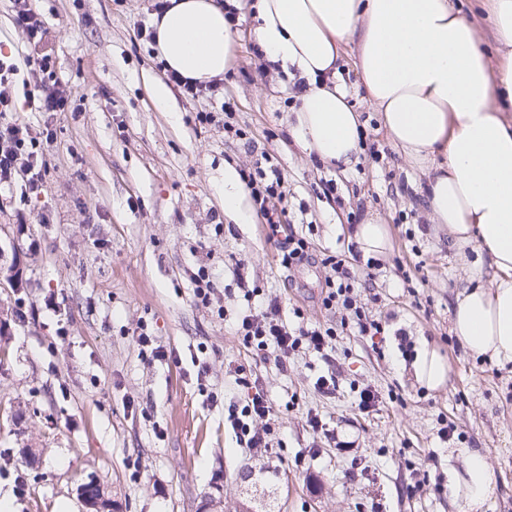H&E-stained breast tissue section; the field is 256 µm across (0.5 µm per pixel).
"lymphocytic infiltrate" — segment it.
Listing matches in <instances>:
<instances>
[{"label":"lymphocytic infiltrate","instance_id":"1","mask_svg":"<svg viewBox=\"0 0 512 512\" xmlns=\"http://www.w3.org/2000/svg\"><path fill=\"white\" fill-rule=\"evenodd\" d=\"M14 24L22 33L32 51V61L44 74H52L54 62L43 49L48 33L45 17L30 0H15ZM19 68L10 56L0 53V185H9L23 179L22 198L31 201L44 192L41 170L49 139L34 137L28 125L13 118L18 101H25L38 112H62L68 107V97L63 90L44 83L31 85L19 82ZM242 180L254 202L256 212L265 224L268 239L278 242V258L281 266L292 269L314 260L331 270L322 289V304L328 309L345 311L353 328L360 335L376 337L384 335L381 319L369 315L364 305L353 297L356 278L344 256L323 255L315 258L310 240L293 233L281 238L282 213L277 204L282 201L284 181L277 166L256 168L242 172ZM255 288H244V306L236 324V333L257 356H275L279 365H286L296 352L325 354L331 348L335 328L313 326L287 321L282 315L278 298L270 297L263 311L253 309L252 301L258 296ZM273 408L262 392L248 394L241 404L229 408L225 418L240 444L249 449L268 447L270 431L262 422Z\"/></svg>","mask_w":512,"mask_h":512}]
</instances>
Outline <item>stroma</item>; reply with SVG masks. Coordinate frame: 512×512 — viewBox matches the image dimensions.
<instances>
[{
  "instance_id": "obj_1",
  "label": "stroma",
  "mask_w": 512,
  "mask_h": 512,
  "mask_svg": "<svg viewBox=\"0 0 512 512\" xmlns=\"http://www.w3.org/2000/svg\"><path fill=\"white\" fill-rule=\"evenodd\" d=\"M152 0H38L65 112L21 109L33 132L52 130L44 193L20 200L0 186V497L15 512H85L78 484L95 478L112 512H206L208 499L235 512L254 497L263 512H462L436 484L448 451L479 448L494 472L488 512H512V364L466 352L450 331L467 267L448 232L428 224L410 183L425 181L391 142L364 92L353 54L342 78L364 123L350 170L302 152L288 129L298 89L259 57L252 12L239 9L233 66L223 98L168 88L159 57L138 36ZM14 0H0V51L20 62L29 47L15 27ZM235 104L225 117L223 99ZM212 113L201 124L197 113ZM246 139L224 134L225 120ZM271 155L285 178V230L314 227L316 255L346 251L367 215L388 224L391 247L371 267L354 263L358 292L386 323L379 342L326 310L321 264L280 267L262 222L224 214V174L255 169ZM335 183L326 199L325 181ZM301 309L305 323L338 328L328 358L302 353L287 366L253 354L236 335L243 304L233 271ZM209 273V304L192 276ZM146 326L167 352L142 355L132 332ZM449 362L432 390L416 380L423 346ZM334 375L336 390L315 381ZM250 380L274 408L269 446L242 447L224 425ZM371 387L381 402L357 407ZM322 431H313L307 414ZM454 426L450 440L441 431ZM338 444L330 446L326 432ZM26 478L24 495L14 487Z\"/></svg>"
}]
</instances>
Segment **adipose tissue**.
<instances>
[{
    "label": "adipose tissue",
    "mask_w": 512,
    "mask_h": 512,
    "mask_svg": "<svg viewBox=\"0 0 512 512\" xmlns=\"http://www.w3.org/2000/svg\"><path fill=\"white\" fill-rule=\"evenodd\" d=\"M238 0H174L153 17L155 50L193 81L224 74L234 33L224 7ZM498 70H491L474 22L453 0H252L253 40L267 61L294 68L304 86L290 131L304 150L351 168L362 132L339 62L357 48L367 100L392 143L426 174L431 223L445 228L457 255L476 250L455 298L451 331L462 348L512 364V0H487ZM451 501L485 512L495 493L478 448H453Z\"/></svg>",
    "instance_id": "1"
}]
</instances>
